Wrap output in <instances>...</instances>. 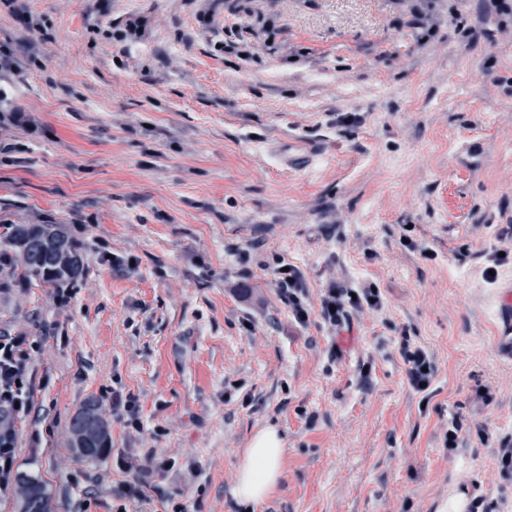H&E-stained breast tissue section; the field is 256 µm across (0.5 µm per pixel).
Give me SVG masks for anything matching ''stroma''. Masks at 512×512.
Masks as SVG:
<instances>
[{"label": "stroma", "mask_w": 512, "mask_h": 512, "mask_svg": "<svg viewBox=\"0 0 512 512\" xmlns=\"http://www.w3.org/2000/svg\"><path fill=\"white\" fill-rule=\"evenodd\" d=\"M429 0H272L243 61L197 6L116 0L144 35L124 63L95 36L100 0H25L50 41L9 11L0 45H38L19 102L37 124L0 163V336L27 339L30 412L16 469L53 512H112L127 449L172 459L130 512H512L495 449L512 434V358L485 282L512 228V38L492 6L441 0L436 36L410 22ZM336 112H355L342 128ZM46 219L85 272L46 283L5 239ZM433 258H424L420 247ZM375 286L384 308L330 338L295 323L267 272ZM248 274L242 303L226 282ZM431 352L432 409L408 383L401 334ZM340 348L330 356L331 344ZM368 381H361V371ZM491 386L485 406L477 393ZM135 395L143 429L112 415ZM95 403L109 431L92 463L68 446ZM462 415L463 448L442 439ZM283 441L282 478L258 504L234 494L254 435Z\"/></svg>", "instance_id": "stroma-1"}]
</instances>
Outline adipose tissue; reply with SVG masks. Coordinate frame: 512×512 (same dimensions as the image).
<instances>
[{
	"label": "adipose tissue",
	"instance_id": "ef3b65f1",
	"mask_svg": "<svg viewBox=\"0 0 512 512\" xmlns=\"http://www.w3.org/2000/svg\"><path fill=\"white\" fill-rule=\"evenodd\" d=\"M282 441L272 429L260 431L239 466L236 496L245 503L266 499L282 477Z\"/></svg>",
	"mask_w": 512,
	"mask_h": 512
}]
</instances>
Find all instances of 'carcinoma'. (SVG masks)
<instances>
[{
  "label": "carcinoma",
  "instance_id": "1",
  "mask_svg": "<svg viewBox=\"0 0 512 512\" xmlns=\"http://www.w3.org/2000/svg\"><path fill=\"white\" fill-rule=\"evenodd\" d=\"M8 242L19 249L25 270L45 282L74 280L83 273L76 246L56 225L18 224ZM106 442L105 425L90 406L77 414L69 428V448L84 462L96 461ZM21 489V512H52V499L45 484L35 475L17 477Z\"/></svg>",
  "mask_w": 512,
  "mask_h": 512
}]
</instances>
